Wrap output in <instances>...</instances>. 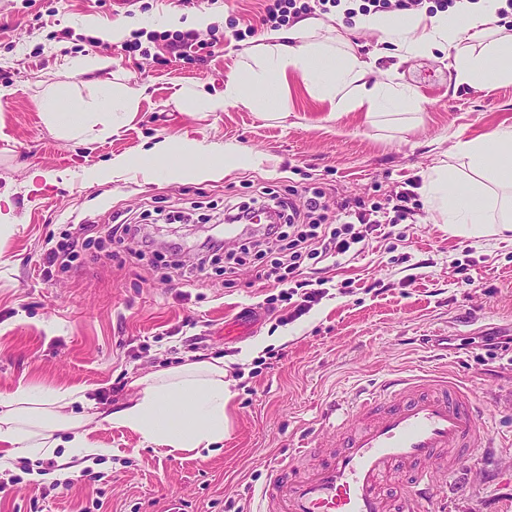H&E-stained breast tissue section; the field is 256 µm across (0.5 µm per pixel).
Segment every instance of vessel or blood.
Masks as SVG:
<instances>
[{
  "label": "vessel or blood",
  "instance_id": "b4317fda",
  "mask_svg": "<svg viewBox=\"0 0 512 512\" xmlns=\"http://www.w3.org/2000/svg\"><path fill=\"white\" fill-rule=\"evenodd\" d=\"M322 431L344 432L342 448L299 469L316 445L308 436L291 460L268 468L255 512H428L434 490L448 479L432 461L470 457L490 437L467 393L447 377L400 376L373 387L352 409L327 410ZM413 464L407 491L389 498L386 479Z\"/></svg>",
  "mask_w": 512,
  "mask_h": 512
}]
</instances>
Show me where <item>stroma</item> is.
<instances>
[{"mask_svg":"<svg viewBox=\"0 0 512 512\" xmlns=\"http://www.w3.org/2000/svg\"><path fill=\"white\" fill-rule=\"evenodd\" d=\"M262 0H206L213 21L198 31L211 52L179 58L166 47L158 18L172 0H0V191L10 193L16 222L0 236V393L24 381L42 391L72 388L86 403L74 415L117 409L135 394L138 375L186 361L223 358L238 366L226 407L228 431L195 455L144 444L133 430L93 421L90 438L105 450L90 467L58 471L61 487L36 478L46 460L30 461L21 489L0 496V512H229L251 508L268 466L298 448L326 406L354 405L362 387L395 374L446 373L469 394L498 438L475 449L447 485L441 512H512V351L487 349L484 337L512 332V232L481 239L449 232L425 205L413 217L368 235L341 265L306 270L323 279L325 296L288 320V308L268 314V289L241 266L226 284L207 265L192 281L166 280L152 254L112 239L113 215L131 218L147 240L177 244L192 266L207 237L225 250L241 244L224 227L174 222V215L213 216L247 204L261 188L286 195L289 187L322 188L327 201L365 205L418 182L422 170L449 158L457 140L512 124V83L452 91L444 62L419 57L398 69L422 107L407 130L370 122L364 111L330 115L298 76L283 96L286 119L243 106L197 112L177 100L196 85L223 90L244 49L257 46ZM155 17L143 52L100 40L119 22ZM100 56L108 69L82 74L74 59ZM119 80L141 91L136 118L106 138L55 136L35 96L38 85L88 96L93 81ZM187 136L216 160L225 147L253 155L246 167L219 180L144 179L107 183L92 172L113 156L142 155L154 142ZM81 241L68 267L44 268L46 245ZM257 314L247 331L225 336L226 323ZM204 349H189L188 336ZM447 337L440 345L439 337ZM258 361L239 356L256 343ZM124 379L113 394L115 379Z\"/></svg>","mask_w":512,"mask_h":512,"instance_id":"35a3bbf8","label":"stroma"}]
</instances>
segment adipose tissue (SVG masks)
<instances>
[{"mask_svg": "<svg viewBox=\"0 0 512 512\" xmlns=\"http://www.w3.org/2000/svg\"><path fill=\"white\" fill-rule=\"evenodd\" d=\"M499 0H459L449 12H376L339 15L328 23L316 16L287 30L262 32L256 50L242 55L241 72L226 76L224 89L193 90L184 97L189 109L220 112L231 105L276 110L289 76H300L316 98L333 112L420 109L422 96L397 82L395 74L377 80L384 56L405 62L418 57L448 61L453 89L487 88L512 82V17L500 15ZM371 32L376 45L366 57L344 51L348 36ZM140 92L121 83H95L88 98L61 111V90L46 87L37 95L48 129L65 138L88 132L105 136L137 115ZM455 163L439 161L422 171L420 191L428 211L449 229L480 238L512 231V125L458 141ZM140 170L148 177L164 172L170 179L223 177V166L189 137L162 140L141 161L116 156L110 167L95 171L106 183L120 172ZM220 358L188 361L133 379L136 395L105 415V422L138 432L146 441L174 451H201L223 441L225 407L232 397ZM78 392H38L28 384L0 393V469L20 456L40 459L65 448L64 462L99 454L86 431L91 416L67 413Z\"/></svg>", "mask_w": 512, "mask_h": 512, "instance_id": "1", "label": "adipose tissue"}]
</instances>
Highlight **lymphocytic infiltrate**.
Returning a JSON list of instances; mask_svg holds the SVG:
<instances>
[{
	"mask_svg": "<svg viewBox=\"0 0 512 512\" xmlns=\"http://www.w3.org/2000/svg\"><path fill=\"white\" fill-rule=\"evenodd\" d=\"M341 0H263L260 23L278 28L288 23L290 17L319 7L330 12ZM325 193L310 188L307 194L289 190L287 196H273L272 209L276 216L287 217V225H268L262 239L245 241L239 250L224 256V277L232 279L239 266L246 260L255 264V279L263 287H275L274 295L268 296L267 311H274L276 304L292 306V318H299L310 310L312 303L322 296L321 288L312 287L310 280L302 276L304 268L327 259H342L353 247L362 243L374 227L370 224L354 226L350 222L349 201L329 206ZM294 283V290H287V283Z\"/></svg>",
	"mask_w": 512,
	"mask_h": 512,
	"instance_id": "f902f5d3",
	"label": "lymphocytic infiltrate"
}]
</instances>
